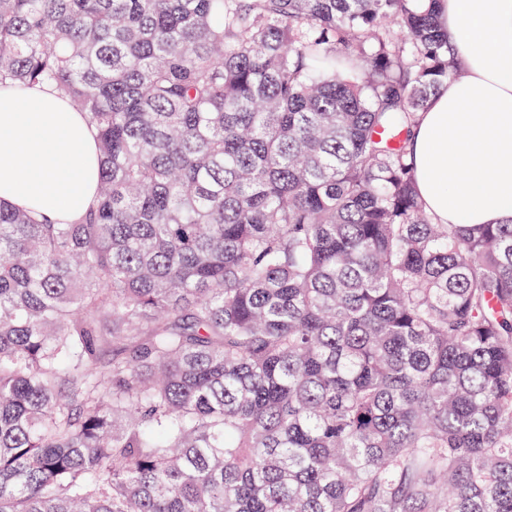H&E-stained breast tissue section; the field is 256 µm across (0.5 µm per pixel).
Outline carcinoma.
I'll return each mask as SVG.
<instances>
[{"label": "carcinoma", "mask_w": 512, "mask_h": 512, "mask_svg": "<svg viewBox=\"0 0 512 512\" xmlns=\"http://www.w3.org/2000/svg\"><path fill=\"white\" fill-rule=\"evenodd\" d=\"M412 0H0L99 137L0 203V512H512V224H435Z\"/></svg>", "instance_id": "cac0c4a2"}]
</instances>
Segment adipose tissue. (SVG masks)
Here are the masks:
<instances>
[{"label": "adipose tissue", "instance_id": "obj_1", "mask_svg": "<svg viewBox=\"0 0 512 512\" xmlns=\"http://www.w3.org/2000/svg\"><path fill=\"white\" fill-rule=\"evenodd\" d=\"M463 72L419 112L409 151L438 224L512 222V0H420ZM97 133L49 85L0 89V202L54 224L97 198Z\"/></svg>", "mask_w": 512, "mask_h": 512}]
</instances>
